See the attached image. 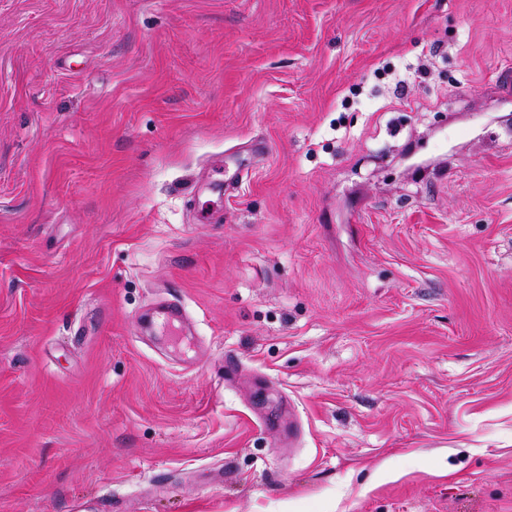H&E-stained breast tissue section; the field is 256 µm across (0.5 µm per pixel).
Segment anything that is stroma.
Instances as JSON below:
<instances>
[{
  "label": "stroma",
  "instance_id": "obj_1",
  "mask_svg": "<svg viewBox=\"0 0 512 512\" xmlns=\"http://www.w3.org/2000/svg\"><path fill=\"white\" fill-rule=\"evenodd\" d=\"M0 512H512V0H0Z\"/></svg>",
  "mask_w": 512,
  "mask_h": 512
}]
</instances>
